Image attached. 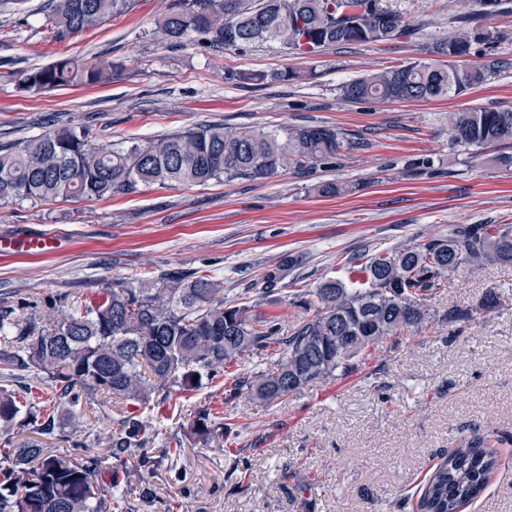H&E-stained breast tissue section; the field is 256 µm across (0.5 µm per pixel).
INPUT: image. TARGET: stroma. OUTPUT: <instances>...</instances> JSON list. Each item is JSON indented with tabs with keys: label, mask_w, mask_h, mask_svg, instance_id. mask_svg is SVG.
<instances>
[{
	"label": "stroma",
	"mask_w": 512,
	"mask_h": 512,
	"mask_svg": "<svg viewBox=\"0 0 512 512\" xmlns=\"http://www.w3.org/2000/svg\"><path fill=\"white\" fill-rule=\"evenodd\" d=\"M47 0L0 9V142L61 126H87L99 144L158 137L200 124L283 131L326 125L356 149L304 174L205 185L139 187L106 200L23 201L0 207V235L49 238V248L0 253V301L36 311L51 327L57 303L73 304L131 274L201 269L223 278L224 298H249L254 314L277 316L288 335L308 315L296 289L348 281L345 257L371 254L447 233L452 224H512V169L499 147L467 149L448 139L449 113L512 108V68L461 95L429 102L348 101L353 79L425 57L433 39L460 17L507 39L472 48L512 64V0H381L409 36L346 45L315 57L279 43L216 51L191 37H154L170 0L133 9L78 35L52 29ZM69 55L111 68L110 81L40 96L18 88L22 70ZM294 69L300 81L277 80ZM267 73L266 82L239 80ZM344 181L352 194L323 197L314 187ZM495 310L481 309L488 291ZM471 309L448 325V308ZM422 330L370 346L357 371L314 381L266 406L215 387H171L164 408L142 413L153 462L119 488L129 512H420L419 490L437 463L472 433L501 461L481 496L462 512H512V267H460L429 302ZM232 427L201 443L199 410ZM122 403L83 400L77 426L44 443L105 455ZM182 446L177 463L163 449Z\"/></svg>",
	"instance_id": "stroma-1"
}]
</instances>
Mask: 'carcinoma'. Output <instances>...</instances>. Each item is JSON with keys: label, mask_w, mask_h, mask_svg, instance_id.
I'll list each match as a JSON object with an SVG mask.
<instances>
[{"label": "carcinoma", "mask_w": 512, "mask_h": 512, "mask_svg": "<svg viewBox=\"0 0 512 512\" xmlns=\"http://www.w3.org/2000/svg\"><path fill=\"white\" fill-rule=\"evenodd\" d=\"M133 0H50L52 26L76 34L94 29L128 10ZM172 0L156 22V33L176 45L195 35L206 48L236 49L268 41L289 53L317 56L345 44L380 43L409 35L399 18L378 0ZM498 30L459 29L439 36L428 53L440 63L410 61L341 86L349 101H429L479 86L512 66L489 57L466 64L472 42L495 43ZM97 65L61 56L21 72V91L41 94L59 87L108 81ZM448 135L461 148L512 141V109H465L448 114ZM336 128L301 125L284 135L203 124L124 147L96 144L88 129L58 127L16 143L0 144V204L25 200H103L131 194L139 186L180 187L211 181L261 180L280 172H305L332 164L343 147ZM353 192L345 182L318 186L323 196ZM493 259L512 266V224H454L448 234L425 243L345 259L356 287L329 278L299 290L296 302L315 309L290 335H279L277 319L252 314L246 303L224 301V281L204 270L160 279L131 275L112 282L61 315L53 328L19 320L0 307V377L32 369L36 382L53 393L51 406L21 405L0 386V429L17 420L41 435L76 424L83 396L116 395L125 402L121 428L109 439V453L125 470L138 471L151 457L137 454L145 426L137 410L156 393L186 391L226 375L235 360L272 346L281 350L274 369L234 376L231 395L247 393L273 405L321 378L346 375L356 359L387 336L419 329L428 321V302L448 273ZM194 433L206 443L224 437V422L205 411ZM105 458L52 455L29 441L0 453V512H127L112 493L117 472ZM499 466L479 433L448 454L427 480L421 512H459L486 488Z\"/></svg>", "instance_id": "carcinoma-1"}]
</instances>
